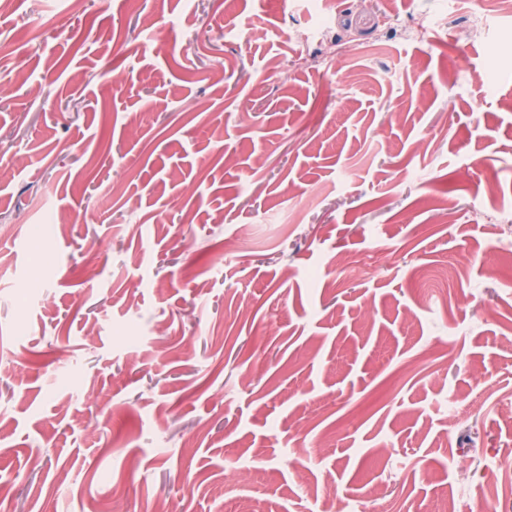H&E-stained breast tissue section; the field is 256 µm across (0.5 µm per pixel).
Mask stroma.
<instances>
[{
  "instance_id": "stroma-1",
  "label": "stroma",
  "mask_w": 512,
  "mask_h": 512,
  "mask_svg": "<svg viewBox=\"0 0 512 512\" xmlns=\"http://www.w3.org/2000/svg\"><path fill=\"white\" fill-rule=\"evenodd\" d=\"M499 8L0 9V512H512Z\"/></svg>"
}]
</instances>
